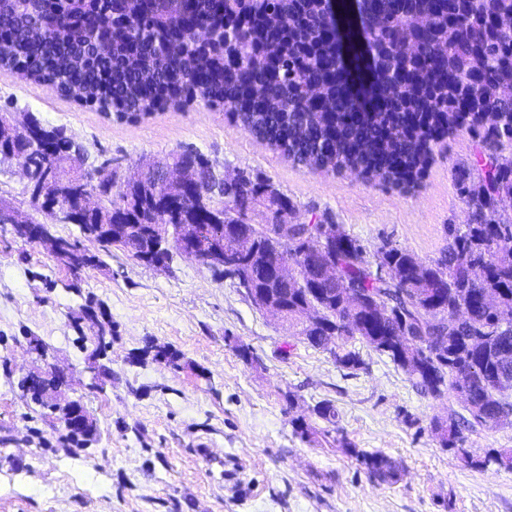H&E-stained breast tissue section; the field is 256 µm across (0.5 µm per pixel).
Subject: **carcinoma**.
Returning <instances> with one entry per match:
<instances>
[{
	"instance_id": "1",
	"label": "carcinoma",
	"mask_w": 512,
	"mask_h": 512,
	"mask_svg": "<svg viewBox=\"0 0 512 512\" xmlns=\"http://www.w3.org/2000/svg\"><path fill=\"white\" fill-rule=\"evenodd\" d=\"M52 0H7L0 6V32L9 35L8 51L0 54V69L49 85L79 102L94 103L119 120L145 116L163 106L173 88L191 83L204 100L224 105L225 115L246 133L294 162L312 169L338 172L354 168L367 181L409 190L416 187L430 163L434 148L457 133L477 143L473 158L458 168L459 194L474 208V223L461 231L448 225V245L435 260L423 261L408 249L385 244L369 256L358 239L339 224L312 220L288 225L285 240L261 250L288 254L292 274L284 277L257 268V286L277 294L285 303L283 325L292 336L316 349L329 350L336 363L357 370L363 365L353 344L360 341L387 356L422 394L441 400L456 393L468 416L448 409L432 421L441 447L460 454L474 468L494 463L512 470V448H502L484 459L464 448V431L512 427V214L498 209V199L512 197V97L497 89L512 87V0H379L381 27L365 34L371 49L358 51L352 24L342 34L329 31L331 20L321 0H122L117 9L131 18L130 26L109 41L91 43L86 32L103 22L109 0L77 11L78 18L63 36L33 31L36 16ZM251 8L279 36L274 78L266 77L260 60L262 38L254 28H231L228 35L242 49L240 61L217 60L200 70L194 65L191 30H178L181 44L158 45V22L173 25L184 13L209 19L220 29L224 18ZM430 28L418 51L406 54L401 45L411 36L420 16ZM136 54L141 67L130 69L124 59ZM319 84L325 91L327 115L320 123L309 118L312 100L305 89ZM493 112L498 122L488 126L480 114ZM4 145L34 152L37 172L59 174L60 162L70 158L74 145L62 128L39 122H16L0 116ZM40 128L48 148L40 150L33 129ZM188 181L194 195L177 192L162 180H147L129 191L116 173L101 166L86 176L87 190L98 197V210L88 217L93 226L106 227L114 214L133 220L100 234L94 240L104 250L115 245L133 259L149 252V240L137 224H170L173 203L185 213L202 211L215 200L224 209L223 224L201 221L200 243L224 244V259L235 253V237L257 233L256 226L239 223L235 199L222 198L210 160L194 151ZM269 183L243 177L241 194L266 205L273 223L286 222L289 201L283 194L266 193ZM171 203H165L166 199ZM332 239L326 259L338 270L331 282L320 278L321 258L310 255L309 239ZM54 253L64 266L82 271L100 259L81 250L77 241ZM391 266L395 279L378 275L376 268ZM350 288L358 297L377 302L352 307L342 297ZM320 307L321 321L337 330L336 344H323L324 328L302 319L306 308ZM90 339L98 342L91 368L103 376L112 369L99 363L111 342L112 320L88 314ZM154 360L179 367L178 352L149 345ZM55 375L32 374L20 381L26 400L46 406L44 394ZM312 414L336 426L338 413L322 401ZM375 479L394 483L397 463L382 452L352 450Z\"/></svg>"
}]
</instances>
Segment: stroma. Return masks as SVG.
<instances>
[{
  "instance_id": "1",
  "label": "stroma",
  "mask_w": 512,
  "mask_h": 512,
  "mask_svg": "<svg viewBox=\"0 0 512 512\" xmlns=\"http://www.w3.org/2000/svg\"><path fill=\"white\" fill-rule=\"evenodd\" d=\"M0 113L63 128L84 149L83 170L107 162L122 179L142 163L196 151L216 175L269 181L293 205L289 222L327 215L370 254L392 243L434 260L448 225L472 220L456 186L475 149L466 134L438 145L420 184L404 191L293 163L200 99L121 121L0 74ZM0 206L46 220L19 161L0 164ZM102 257L76 276L45 247L0 230V482L13 488L0 494V512H512V470L471 468L431 431L447 408L462 410L456 397L420 393L361 342L362 368L340 367L195 260L177 255L161 271L117 247ZM88 307L112 321V376L100 381L87 369L95 345L74 322ZM33 336L68 368L63 397L94 419L90 447L26 404L17 383L40 366ZM151 343L176 350L178 367L145 356ZM238 343L252 361L236 354ZM323 400L357 448L401 461L397 482L373 479L324 437L323 422L309 436L295 432L293 419Z\"/></svg>"
}]
</instances>
